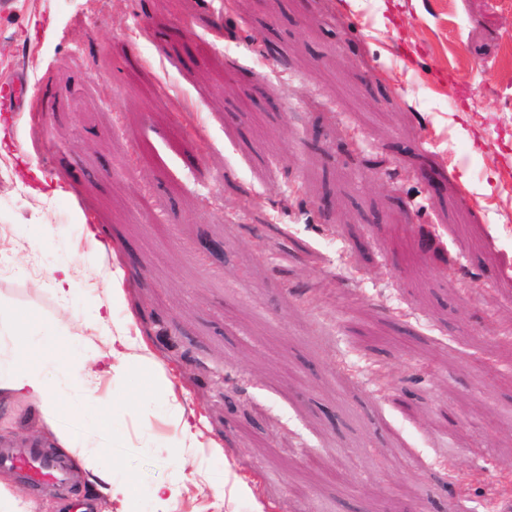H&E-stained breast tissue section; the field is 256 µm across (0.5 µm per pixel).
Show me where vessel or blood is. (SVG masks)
<instances>
[{
  "instance_id": "b4317fda",
  "label": "vessel or blood",
  "mask_w": 512,
  "mask_h": 512,
  "mask_svg": "<svg viewBox=\"0 0 512 512\" xmlns=\"http://www.w3.org/2000/svg\"><path fill=\"white\" fill-rule=\"evenodd\" d=\"M26 86L20 76L0 80V107L19 110L24 106ZM0 468L13 471L30 488H64L70 483V467L61 457L38 444L0 448Z\"/></svg>"
}]
</instances>
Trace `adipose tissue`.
Here are the masks:
<instances>
[{"label":"adipose tissue","mask_w":512,"mask_h":512,"mask_svg":"<svg viewBox=\"0 0 512 512\" xmlns=\"http://www.w3.org/2000/svg\"><path fill=\"white\" fill-rule=\"evenodd\" d=\"M57 344V338L45 336L32 345L29 361L16 358L7 363L0 362V399L29 398L34 402L38 416L50 424L59 413L60 400L45 369L61 363Z\"/></svg>","instance_id":"ef3b65f1"}]
</instances>
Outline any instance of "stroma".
Wrapping results in <instances>:
<instances>
[{
  "mask_svg": "<svg viewBox=\"0 0 512 512\" xmlns=\"http://www.w3.org/2000/svg\"><path fill=\"white\" fill-rule=\"evenodd\" d=\"M509 41L497 0H9L0 79L29 93L0 123V305L68 356L120 337L127 360L89 396L50 370L54 426L17 397L0 444L56 452L63 431L133 494L106 497L72 454L70 493L1 470L9 491L29 512H495Z\"/></svg>",
  "mask_w": 512,
  "mask_h": 512,
  "instance_id": "1",
  "label": "stroma"
}]
</instances>
